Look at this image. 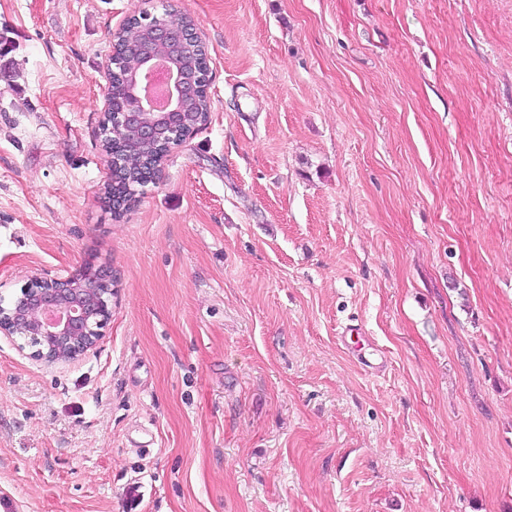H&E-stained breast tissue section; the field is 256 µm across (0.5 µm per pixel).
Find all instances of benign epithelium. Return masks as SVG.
<instances>
[{
	"mask_svg": "<svg viewBox=\"0 0 512 512\" xmlns=\"http://www.w3.org/2000/svg\"><path fill=\"white\" fill-rule=\"evenodd\" d=\"M146 36L137 49L144 63L157 64L171 50V30L167 22L143 15ZM195 71L171 69L166 111L151 110L136 90L129 91L124 109L115 114L114 124L132 128L147 140H162L166 128L183 123L190 125L193 113L185 111L189 100L198 90ZM105 122L106 130H112ZM77 280L34 277L24 287L27 304L21 311L0 308V332L10 336L21 332L36 346L31 355L49 363L67 361L90 350L101 336L100 329L110 316L107 303L93 311L84 297L78 295Z\"/></svg>",
	"mask_w": 512,
	"mask_h": 512,
	"instance_id": "benign-epithelium-1",
	"label": "benign epithelium"
}]
</instances>
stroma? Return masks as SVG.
<instances>
[{
  "label": "stroma",
  "instance_id": "35a3bbf8",
  "mask_svg": "<svg viewBox=\"0 0 512 512\" xmlns=\"http://www.w3.org/2000/svg\"><path fill=\"white\" fill-rule=\"evenodd\" d=\"M165 9L209 119L117 219ZM88 262L93 349L0 333V512H512V0H0V297ZM163 15L158 18L170 22H176L178 28L174 32V40L178 43L180 49V60L190 68L187 70L182 68H171L170 81L168 85L167 104L165 111L153 112L140 94H136V85L129 91L128 98L125 102L124 109L119 112L118 100H123L129 87V71L134 65L133 47L137 46L141 40V26L135 23V18L128 19L127 23L115 34V43L117 50L112 58V51L106 63L107 86L104 99V114L109 115L111 109V79L112 73V89L113 98L116 101L115 106L118 107L115 112V120L113 123L121 128H133L137 135L147 140H162L166 137V127L185 123L189 126L194 116L192 112L200 114L199 121L194 124L200 126L206 120L207 113V94L206 89L209 83V68L207 57L202 50V46L187 27H183L186 18L174 17L167 9ZM194 35V36H193ZM113 59V60H112ZM114 61V62H112ZM113 66V72H112ZM204 78L202 91L198 99L191 106L192 112H185V108L189 100L195 95L199 89L197 85L196 72ZM146 25V36L136 53L144 60L145 65L152 61L154 66L163 61L164 55L173 48L171 30L166 21L141 14Z\"/></svg>",
  "mask_w": 512,
  "mask_h": 512
}]
</instances>
